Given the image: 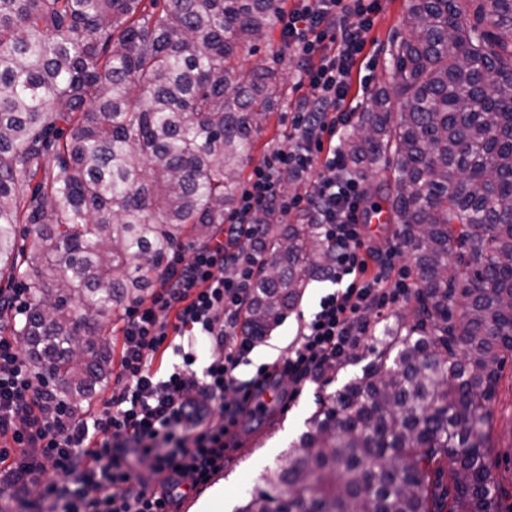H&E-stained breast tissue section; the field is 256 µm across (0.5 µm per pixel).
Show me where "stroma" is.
Wrapping results in <instances>:
<instances>
[{
  "label": "stroma",
  "mask_w": 512,
  "mask_h": 512,
  "mask_svg": "<svg viewBox=\"0 0 512 512\" xmlns=\"http://www.w3.org/2000/svg\"><path fill=\"white\" fill-rule=\"evenodd\" d=\"M407 0H380V10L371 30L364 35L365 65L354 67L351 91L347 98L355 112H363L373 105L375 93L390 88L393 79L386 66L388 49L392 40L405 36L403 18ZM264 62L281 73L286 83L276 97L267 120L253 136V144L244 159L243 172L263 163L269 150L285 143L288 133L287 115L304 99L305 91L298 85L299 74L280 48V30L272 28L267 36L256 43L254 49L243 55L244 66ZM331 282L311 281L296 311L288 314L282 324L259 341L250 355L249 364L240 366L241 378L252 376L258 365L273 362L291 343L301 324V315L315 311L321 296L330 292ZM367 342H360L351 349L348 362L339 366L331 377L320 376L316 380L296 387L290 381H282L284 399L271 412L259 418L247 420L239 430L234 443L235 454L225 456L224 466L201 489L193 491L183 500L180 512H209L215 504H222L224 512H235L250 497V492L260 475L275 458L296 441L305 431L306 420L317 406L319 398L341 389L350 378L361 374L370 361ZM492 425L489 431L490 459L493 472L507 492L502 501L504 512H512V363H506L492 402Z\"/></svg>",
  "instance_id": "obj_1"
}]
</instances>
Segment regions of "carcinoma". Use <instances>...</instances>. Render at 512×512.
Returning a JSON list of instances; mask_svg holds the SVG:
<instances>
[{"label": "carcinoma", "mask_w": 512, "mask_h": 512, "mask_svg": "<svg viewBox=\"0 0 512 512\" xmlns=\"http://www.w3.org/2000/svg\"><path fill=\"white\" fill-rule=\"evenodd\" d=\"M280 13V0H0V274L32 299L0 325L75 408L110 376L101 326L237 201L284 83L240 58ZM404 25L391 91L342 146L367 212L388 213L410 256L415 304L373 324L362 376L318 400L236 512H500L487 427L512 361V0H408ZM256 246L267 265L246 325L262 334L333 251L298 222L263 225Z\"/></svg>", "instance_id": "carcinoma-1"}]
</instances>
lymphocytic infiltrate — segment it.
<instances>
[{
	"label": "lymphocytic infiltrate",
	"instance_id": "f902f5d3",
	"mask_svg": "<svg viewBox=\"0 0 512 512\" xmlns=\"http://www.w3.org/2000/svg\"><path fill=\"white\" fill-rule=\"evenodd\" d=\"M378 9L379 0H298L282 16L283 43L309 92L288 116V144L253 169L217 235L175 250L161 287L126 306L119 369L97 409L78 411L53 394L16 338L0 331V467L38 485L54 512H173L181 490L199 489L223 468L225 438L248 412L245 397L342 363L371 317L411 298L410 285L386 286L392 254L365 246V181L336 142L354 115L344 102ZM288 181L299 192L288 193ZM267 213L283 224L305 213L322 225L334 245L335 289L280 358L243 380L237 370L256 345L243 328L244 302L264 263L252 242ZM184 336L216 349L203 372ZM169 353L180 362L166 370Z\"/></svg>",
	"mask_w": 512,
	"mask_h": 512
}]
</instances>
